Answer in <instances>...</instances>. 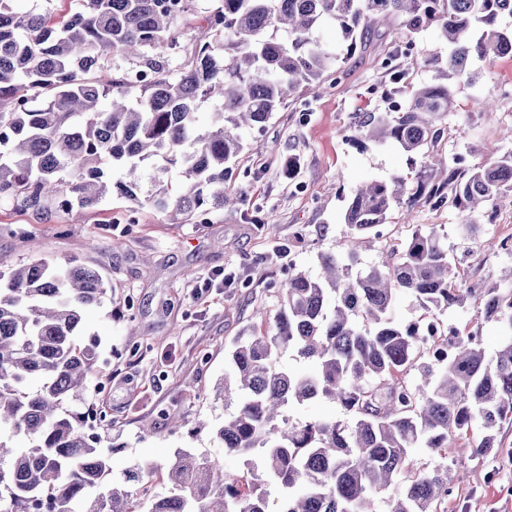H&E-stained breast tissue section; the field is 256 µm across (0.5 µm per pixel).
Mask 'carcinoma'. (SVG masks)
<instances>
[{
  "label": "carcinoma",
  "instance_id": "cac0c4a2",
  "mask_svg": "<svg viewBox=\"0 0 512 512\" xmlns=\"http://www.w3.org/2000/svg\"><path fill=\"white\" fill-rule=\"evenodd\" d=\"M201 12L208 35L195 38L175 66L179 23ZM512 0H79L72 14L26 9L0 0V202L47 216L89 209L117 187L138 206L197 222L236 202L224 191L242 152L241 132L261 131L288 100L340 72L338 58L315 38L331 23L358 48L382 23L395 30L383 60L412 54L408 36L431 27L448 45L404 105L366 112L353 144L369 142L425 159L453 110L452 83L472 77L471 59L512 55ZM214 105L209 120L199 110ZM159 177L142 191L143 168ZM183 169L188 184L171 197L163 175ZM512 196V151L471 165L424 164L414 185L393 176L357 188L344 214L347 235L319 256L313 277L294 267L276 293L273 332L242 336L228 353L222 388L233 410L215 430L224 455L243 460L229 474L222 457L184 451L170 468L174 490L148 497L146 512H271L267 487L280 490L277 512H439L448 497V464L408 473L413 448L447 455L474 428L472 457L500 448L494 429L512 419V292L490 288L481 313L509 336L491 359L480 327L455 330V347L437 358L416 324L392 314L405 293L429 310L462 305L474 289L454 280L448 245L436 227L416 229L388 265L359 266L357 249L380 236L390 211L418 204L490 213ZM102 275L75 260H32L0 270V433L22 434L17 448L0 436V512H140L141 502L108 482L111 451L88 436L82 413L99 354L76 343L92 307L108 296ZM293 350L307 370L280 364ZM37 377L42 385L27 390ZM324 398L351 415L279 422L290 407Z\"/></svg>",
  "mask_w": 512,
  "mask_h": 512
}]
</instances>
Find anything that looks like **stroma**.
<instances>
[{"label": "stroma", "mask_w": 512, "mask_h": 512, "mask_svg": "<svg viewBox=\"0 0 512 512\" xmlns=\"http://www.w3.org/2000/svg\"><path fill=\"white\" fill-rule=\"evenodd\" d=\"M318 39L343 56L337 82H325L277 112L263 131L243 134L244 149L228 181L242 203L212 210L205 223L185 224L170 214L139 207L112 192L96 207L54 211L37 217L0 206V269L37 257L70 258L97 270L112 287L97 307L81 343L96 339L100 354L90 393L110 422L112 474L148 470L154 490L169 493L167 465L177 451L219 454L211 429L227 409L219 388L226 352L241 336L261 329L257 309L275 311L273 289L289 266L317 274L318 256L338 248L349 196L362 183L399 174L415 179L418 167L391 146L359 148L347 138L359 112L383 111L390 79L382 61L395 36L380 29L367 35L354 55L334 27ZM413 57L405 61L400 100L430 79L426 59L441 46L435 29L413 35ZM476 78L454 89L447 132L429 153L448 162L457 152L469 164L487 148L512 150V57L495 65L474 61ZM490 105L493 118L482 113ZM463 216L454 209H393L381 238L361 253L363 264L388 261L389 245L403 241L416 225L436 224L448 239V253L469 288L508 290L501 270L512 256L496 242L512 235V198L474 239L459 230ZM276 225L275 234L265 224ZM403 322L428 317L442 326H480L487 354L504 338L497 324L484 321L478 298L448 310H427L412 297L396 302ZM502 450L483 460L469 447L456 448L450 472L452 492L443 512H512V423L498 427Z\"/></svg>", "instance_id": "35a3bbf8"}]
</instances>
